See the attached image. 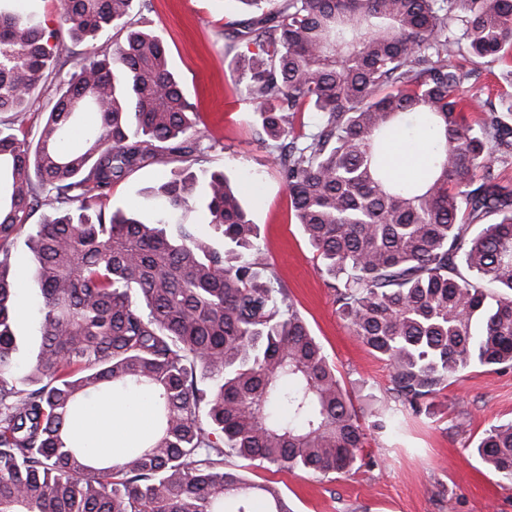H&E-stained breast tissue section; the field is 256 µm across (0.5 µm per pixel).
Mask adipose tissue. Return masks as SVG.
<instances>
[{
	"instance_id": "obj_1",
	"label": "adipose tissue",
	"mask_w": 512,
	"mask_h": 512,
	"mask_svg": "<svg viewBox=\"0 0 512 512\" xmlns=\"http://www.w3.org/2000/svg\"><path fill=\"white\" fill-rule=\"evenodd\" d=\"M389 163L394 178L420 181L427 177L429 156L422 145H401L399 140L389 144ZM81 429L92 444L96 457H111L113 450L126 447L135 440L136 427L129 421L122 401H91L86 406Z\"/></svg>"
}]
</instances>
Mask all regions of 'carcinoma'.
Here are the masks:
<instances>
[{
	"instance_id": "carcinoma-1",
	"label": "carcinoma",
	"mask_w": 512,
	"mask_h": 512,
	"mask_svg": "<svg viewBox=\"0 0 512 512\" xmlns=\"http://www.w3.org/2000/svg\"><path fill=\"white\" fill-rule=\"evenodd\" d=\"M231 44L279 161L296 223L332 280L354 336L392 369L419 416L448 379L512 368V185L492 173L512 124L465 95L473 63L512 61V0H239ZM147 0H63L74 43L127 30L60 81L36 143L34 89L72 56L34 15L0 11V512H292L230 464L345 475L363 463L361 416L221 171H193L197 113L163 40L127 29ZM313 112L317 131L296 130ZM432 140L430 176L395 181L386 144L402 126ZM78 134L81 145L67 146ZM184 166L143 221L109 211L112 183L163 153ZM483 177L477 178V172ZM200 207L206 232L175 221ZM29 234L42 298L29 373L9 247ZM149 400L135 449L98 461L73 419L94 393ZM475 451L512 486V421Z\"/></svg>"
}]
</instances>
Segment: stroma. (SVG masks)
Wrapping results in <instances>:
<instances>
[{"label":"stroma","instance_id":"35a3bbf8","mask_svg":"<svg viewBox=\"0 0 512 512\" xmlns=\"http://www.w3.org/2000/svg\"><path fill=\"white\" fill-rule=\"evenodd\" d=\"M238 16L237 0H150L148 10L133 14L131 22L163 38L169 65L198 115L205 168L223 170L240 185L266 261L287 285L362 409L367 428L366 463L349 474L275 471L246 461L242 472L254 482L275 483L294 512H512V486L502 483L475 452L487 428L512 420V369H468L449 378L433 399L430 415L395 429H372L374 415L394 404L392 370L340 318L336 292L294 220L278 150L262 138L245 88L237 82L236 57L247 48L230 50L224 25ZM175 166L164 155L157 164L114 182L109 210L149 217L156 205L154 187ZM27 240V233H20L11 247V262L20 273L16 305L24 345L17 364L22 373L41 339L38 290L26 274L31 265Z\"/></svg>","mask_w":512,"mask_h":512}]
</instances>
